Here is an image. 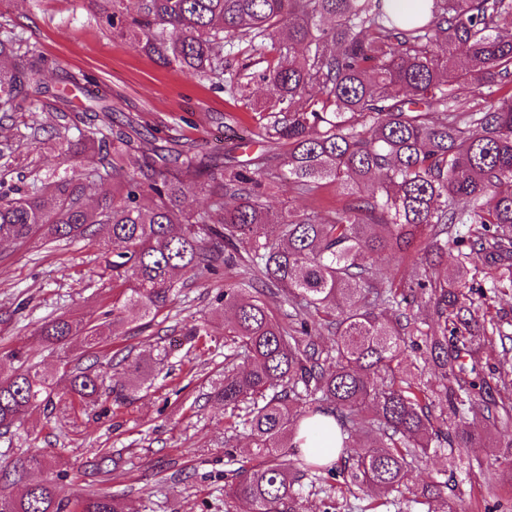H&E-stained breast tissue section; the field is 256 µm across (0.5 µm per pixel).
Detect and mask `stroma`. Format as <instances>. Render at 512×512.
Returning <instances> with one entry per match:
<instances>
[{
    "label": "stroma",
    "instance_id": "1",
    "mask_svg": "<svg viewBox=\"0 0 512 512\" xmlns=\"http://www.w3.org/2000/svg\"><path fill=\"white\" fill-rule=\"evenodd\" d=\"M0 25L13 27L49 63L52 94L40 102L43 121L62 101L81 115L92 92L107 98L117 118L136 119L157 144L173 142L241 160L245 151L238 138L258 125L268 102L263 83L252 84L248 99L236 104L207 80L187 78L178 67L132 49L99 19L93 0H0ZM85 74L94 80L90 89L68 81ZM14 134L9 127L0 130L18 155L32 161L35 174L69 172L67 156L42 155L38 144ZM350 199L335 183L323 184L311 198L285 181L268 192L275 210L309 205L327 214ZM104 235L100 226L95 236L68 244L36 236L22 245H0V376L16 370L14 352L56 374L52 406L0 429V468L32 455L53 457L47 469L28 470L25 482L50 481L64 496L94 488L121 500L126 512H248L245 503L224 495L229 472L251 466L253 457L246 429L225 443L224 405L214 396L226 354L225 314L215 301L223 282L178 275L169 305L149 328H141L112 281L110 256L100 247ZM59 315L91 326L109 323L111 337L99 345L81 335L63 349L47 345L37 329ZM194 327L201 328V336L189 337ZM106 354L113 358L108 382L128 389V398L105 397L87 411L73 412L65 398L64 364L87 366ZM135 358L151 367L148 379L137 384L125 365ZM102 448L110 459L95 474L89 462ZM433 479L456 483L462 512H512V465L483 445L454 457L424 458L408 472L400 501L408 502ZM25 482L10 485V492L21 494ZM297 488L302 512H349L353 502L336 470L317 480L304 476Z\"/></svg>",
    "mask_w": 512,
    "mask_h": 512
}]
</instances>
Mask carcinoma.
Returning a JSON list of instances; mask_svg holds the SVG:
<instances>
[{"mask_svg":"<svg viewBox=\"0 0 512 512\" xmlns=\"http://www.w3.org/2000/svg\"><path fill=\"white\" fill-rule=\"evenodd\" d=\"M100 18L164 65L206 79L232 99L249 82L266 84L265 120L251 132L264 149L224 168L183 150L160 152L132 118L94 104L71 124L66 109L54 143L76 160L99 155L91 170L24 182L12 148L0 159L21 185L0 192V241L39 234L71 243L108 229L112 279L126 286L125 306L145 319L165 308L180 272L237 271L224 285V379L215 390L229 412L226 431H249L255 464L236 469L225 496L250 512H297L298 474L325 470L313 455L281 459L316 417L339 430L345 481L376 497L399 491L408 467L430 452L476 444L468 420L485 434L512 426V370L495 382L476 375V354L507 338L489 301L512 292V94L466 111L463 91L512 85V0H416L411 14L385 0H97ZM279 43L278 63L255 75L231 71L245 43L259 61ZM47 63L11 28L0 26V126L38 111L49 91ZM78 137L68 136L70 129ZM288 147L277 153L279 145ZM215 183L210 207L193 214L187 189ZM112 181L109 197L87 188ZM286 180L310 195L329 180L355 195L323 216L311 209L273 211L267 189ZM412 255L411 281L381 269L384 253ZM456 264L448 266V254ZM489 292L474 285L476 263ZM481 289L473 297L474 288ZM292 312L278 320L267 298ZM433 329L411 314L418 301ZM87 332L63 316L38 333L63 345ZM333 336L324 348L316 337ZM422 352L439 373L422 380L407 351ZM67 368L71 409L107 394L99 367ZM52 375L35 368L0 379V428L47 407ZM359 434L373 441L352 449ZM449 482L429 481L413 502L444 499L458 512ZM0 512H125L102 493L60 496L48 482L14 496L0 486Z\"/></svg>","mask_w":512,"mask_h":512,"instance_id":"obj_1","label":"carcinoma"}]
</instances>
